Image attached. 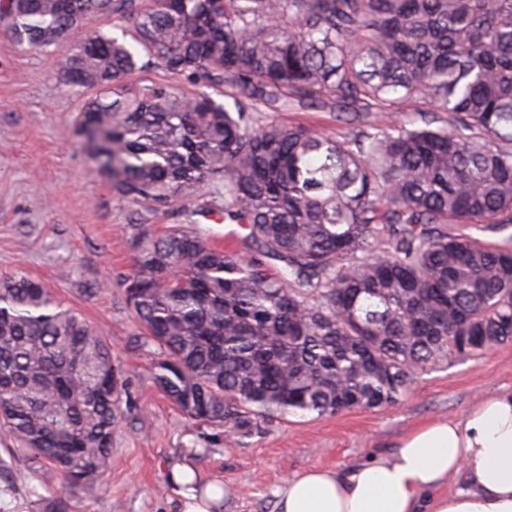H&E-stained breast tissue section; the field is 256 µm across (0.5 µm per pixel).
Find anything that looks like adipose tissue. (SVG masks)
I'll list each match as a JSON object with an SVG mask.
<instances>
[{
	"label": "adipose tissue",
	"instance_id": "ef3b65f1",
	"mask_svg": "<svg viewBox=\"0 0 512 512\" xmlns=\"http://www.w3.org/2000/svg\"><path fill=\"white\" fill-rule=\"evenodd\" d=\"M275 496L276 512H512V391L484 397L461 420L425 424L350 468L288 477Z\"/></svg>",
	"mask_w": 512,
	"mask_h": 512
}]
</instances>
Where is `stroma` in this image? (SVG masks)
<instances>
[{"instance_id":"obj_1","label":"stroma","mask_w":512,"mask_h":512,"mask_svg":"<svg viewBox=\"0 0 512 512\" xmlns=\"http://www.w3.org/2000/svg\"><path fill=\"white\" fill-rule=\"evenodd\" d=\"M87 96L63 84L54 55L18 43L0 18V275L19 270L47 283L105 337L125 373L108 467L95 488L69 492L68 512H183L176 463L200 483L230 487L212 512H275L286 477L348 468L430 421L461 420L486 394L512 390L505 343L420 372L398 404L290 416L242 440L185 415L151 378L157 348L145 342L121 281L133 269L135 225L156 234L179 225L213 243L225 230L224 201L212 193L156 214L116 198L75 131ZM62 487L48 464L8 453L0 440V512H38Z\"/></svg>"}]
</instances>
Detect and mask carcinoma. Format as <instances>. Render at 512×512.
Wrapping results in <instances>:
<instances>
[{
  "label": "carcinoma",
  "instance_id": "cac0c4a2",
  "mask_svg": "<svg viewBox=\"0 0 512 512\" xmlns=\"http://www.w3.org/2000/svg\"><path fill=\"white\" fill-rule=\"evenodd\" d=\"M20 43L95 89L79 113L121 200L165 213L224 191V221L280 265L179 228L132 237L126 302L150 374L240 438L288 415L398 403L418 370L512 342V0H3ZM129 24L133 49L94 22ZM160 67L195 87L132 82ZM224 87L226 103L208 90ZM411 109L419 124L390 122ZM332 112L336 135L258 123ZM450 224L460 228L452 230ZM125 384L45 284L0 278V436L92 488Z\"/></svg>",
  "mask_w": 512,
  "mask_h": 512
}]
</instances>
